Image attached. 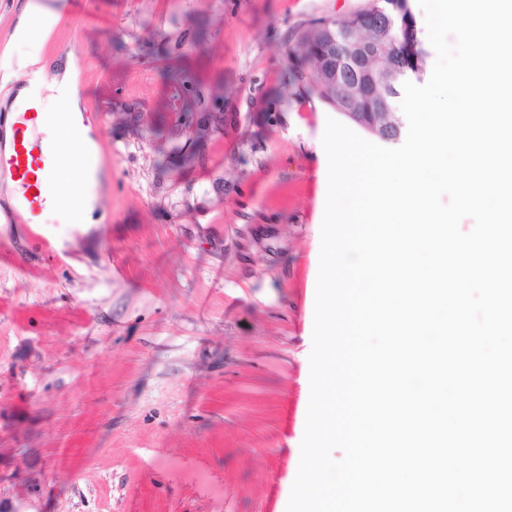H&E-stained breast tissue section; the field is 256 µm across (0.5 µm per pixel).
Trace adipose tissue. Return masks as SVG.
Returning <instances> with one entry per match:
<instances>
[{"mask_svg": "<svg viewBox=\"0 0 512 512\" xmlns=\"http://www.w3.org/2000/svg\"><path fill=\"white\" fill-rule=\"evenodd\" d=\"M58 23L57 15L45 8L40 0H27L24 8V21L16 29L15 41L28 45L26 54L18 57V69L27 75L41 77L42 96L39 109L52 113V121L36 119L33 134H45L48 143L64 148L70 153H84L91 145L89 134L81 133V99L73 85L75 64L73 59L60 63V72L54 78H47L46 64L42 49ZM102 167L97 155H90L82 176L62 180L52 211L62 213L68 223L89 224L97 197L102 189Z\"/></svg>", "mask_w": 512, "mask_h": 512, "instance_id": "ef3b65f1", "label": "adipose tissue"}]
</instances>
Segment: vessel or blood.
Instances as JSON below:
<instances>
[{"instance_id": "vessel-or-blood-1", "label": "vessel or blood", "mask_w": 512, "mask_h": 512, "mask_svg": "<svg viewBox=\"0 0 512 512\" xmlns=\"http://www.w3.org/2000/svg\"><path fill=\"white\" fill-rule=\"evenodd\" d=\"M29 111L15 113V132L11 147L0 144V173L10 172L22 190V199L10 212V223H25L28 213L39 210L55 198L63 173H78L83 161L78 156H67L60 148L35 151L29 147Z\"/></svg>"}]
</instances>
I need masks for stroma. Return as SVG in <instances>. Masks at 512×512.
Listing matches in <instances>:
<instances>
[{"mask_svg": "<svg viewBox=\"0 0 512 512\" xmlns=\"http://www.w3.org/2000/svg\"><path fill=\"white\" fill-rule=\"evenodd\" d=\"M368 0H89L72 56L99 224L0 198V512H286L340 114L288 79Z\"/></svg>", "mask_w": 512, "mask_h": 512, "instance_id": "stroma-1", "label": "stroma"}]
</instances>
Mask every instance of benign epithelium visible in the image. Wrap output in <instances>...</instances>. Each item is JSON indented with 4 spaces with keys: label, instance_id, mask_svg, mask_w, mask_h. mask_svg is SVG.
<instances>
[{
    "label": "benign epithelium",
    "instance_id": "benign-epithelium-1",
    "mask_svg": "<svg viewBox=\"0 0 512 512\" xmlns=\"http://www.w3.org/2000/svg\"><path fill=\"white\" fill-rule=\"evenodd\" d=\"M412 17L409 0H374L371 9L352 13L337 30H329L328 21L315 24L322 35L307 78L322 97L340 104L350 121L380 139L401 126L390 82L396 72L418 65ZM396 19L404 31L397 46L391 36Z\"/></svg>",
    "mask_w": 512,
    "mask_h": 512
}]
</instances>
